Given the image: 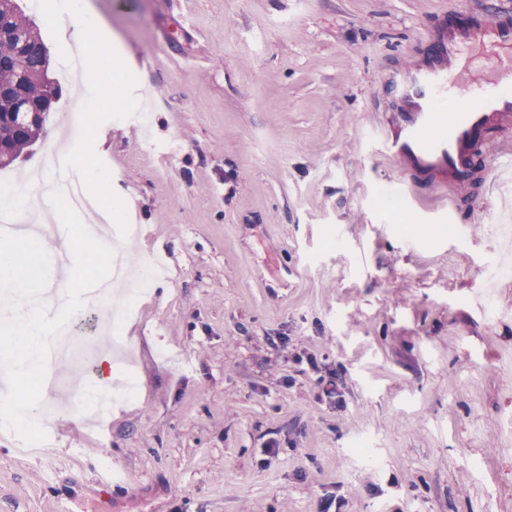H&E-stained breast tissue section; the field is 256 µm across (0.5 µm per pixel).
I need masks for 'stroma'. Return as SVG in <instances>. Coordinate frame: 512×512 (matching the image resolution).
<instances>
[{
	"mask_svg": "<svg viewBox=\"0 0 512 512\" xmlns=\"http://www.w3.org/2000/svg\"><path fill=\"white\" fill-rule=\"evenodd\" d=\"M32 2L59 97L46 139L0 169L16 185L48 166L47 138L69 139L81 98L60 56L71 29L51 33ZM87 4L132 53L150 114L98 130L141 226L128 261L163 272L127 320L135 396L97 373L112 391L98 432L74 409L27 453L0 429V512H319L329 494L341 512H512V277L502 318L478 302L512 180L494 204L478 169L434 224L401 205L375 141L385 77L429 50L427 26L512 0ZM104 467L128 484L98 485Z\"/></svg>",
	"mask_w": 512,
	"mask_h": 512,
	"instance_id": "35a3bbf8",
	"label": "stroma"
}]
</instances>
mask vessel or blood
Wrapping results in <instances>:
<instances>
[{
  "label": "vessel or blood",
  "mask_w": 512,
  "mask_h": 512,
  "mask_svg": "<svg viewBox=\"0 0 512 512\" xmlns=\"http://www.w3.org/2000/svg\"><path fill=\"white\" fill-rule=\"evenodd\" d=\"M428 38L431 52L388 79L397 110L383 122L380 140L405 183L420 180L443 191L424 210L444 222L448 195L469 181L483 146L512 169V142H487L488 133L512 129V12L488 17L475 10L462 24L443 17ZM466 48L477 51L480 63H463ZM447 98L455 111H438Z\"/></svg>",
  "instance_id": "obj_1"
}]
</instances>
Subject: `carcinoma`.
<instances>
[{"mask_svg": "<svg viewBox=\"0 0 512 512\" xmlns=\"http://www.w3.org/2000/svg\"><path fill=\"white\" fill-rule=\"evenodd\" d=\"M10 9L0 11V112H7L22 96L37 103L47 94L49 57L39 28L22 12L18 0H8ZM47 119L23 128L0 127V140L12 160L32 146L44 131Z\"/></svg>", "mask_w": 512, "mask_h": 512, "instance_id": "carcinoma-1", "label": "carcinoma"}]
</instances>
